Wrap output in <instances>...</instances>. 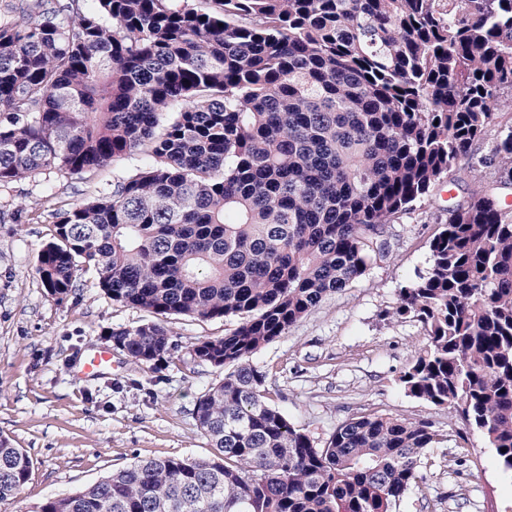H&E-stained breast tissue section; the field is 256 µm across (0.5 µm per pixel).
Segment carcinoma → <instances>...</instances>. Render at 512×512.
I'll use <instances>...</instances> for the list:
<instances>
[{"label": "carcinoma", "mask_w": 512, "mask_h": 512, "mask_svg": "<svg viewBox=\"0 0 512 512\" xmlns=\"http://www.w3.org/2000/svg\"><path fill=\"white\" fill-rule=\"evenodd\" d=\"M210 2L17 0L0 18V186L141 158L52 210L47 295L94 271L153 314L107 333L150 370L175 349L169 317L240 318L192 345L224 370L194 407L210 457L138 459L26 512H390L442 441L431 423L356 416L318 447L251 359L387 256L386 228L446 181L476 190L387 313L425 339L399 382L512 472V126L474 160L512 112V0ZM30 470L0 435V501Z\"/></svg>", "instance_id": "cac0c4a2"}]
</instances>
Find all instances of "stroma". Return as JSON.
I'll return each instance as SVG.
<instances>
[{"label": "stroma", "instance_id": "35a3bbf8", "mask_svg": "<svg viewBox=\"0 0 512 512\" xmlns=\"http://www.w3.org/2000/svg\"><path fill=\"white\" fill-rule=\"evenodd\" d=\"M137 164L132 158L92 177L52 172L0 186V435L32 460L21 501L0 502V512H24L141 458L211 453L193 410L223 372L194 360L190 349L228 333L235 320L172 319L176 350L168 364L150 370L116 350L110 371L82 379L78 363L106 347V330L138 326L150 314L105 298L93 272L83 273L62 302L47 296L36 274L38 250L54 222L41 208L46 190L74 203L111 188ZM467 192L463 184L416 204L388 227L386 257L252 358L266 375L269 402L316 445L355 416L387 413L434 425L444 441L426 451L422 481L394 512H512V475L483 435L452 410L402 390L399 377L424 338L414 322L384 316L401 285L427 270L429 242L450 195ZM18 210L39 218L13 220Z\"/></svg>", "mask_w": 512, "mask_h": 512}]
</instances>
